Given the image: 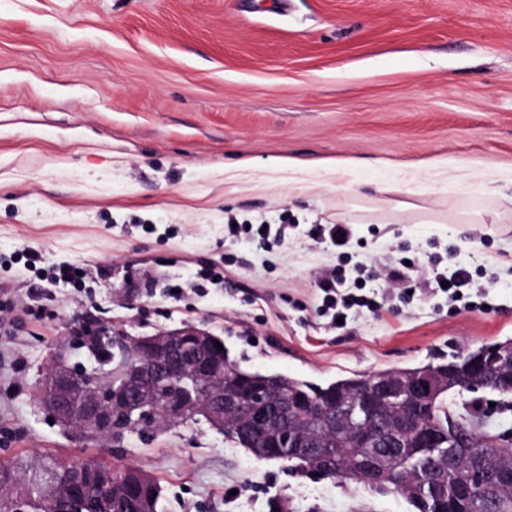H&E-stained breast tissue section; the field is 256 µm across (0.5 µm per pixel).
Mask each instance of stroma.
<instances>
[{
	"mask_svg": "<svg viewBox=\"0 0 512 512\" xmlns=\"http://www.w3.org/2000/svg\"><path fill=\"white\" fill-rule=\"evenodd\" d=\"M230 221L288 230L263 251ZM336 222L347 248L307 234ZM400 257L486 291L469 311L394 295L343 328L322 315L326 271ZM63 260L91 278L51 285ZM4 297L0 462L20 477L90 459L153 477L161 512H415L202 419L79 441L39 390L53 352L87 364L76 337L97 323L202 326L241 368L320 385L512 338V0H0ZM456 402L512 433V397Z\"/></svg>",
	"mask_w": 512,
	"mask_h": 512,
	"instance_id": "obj_1",
	"label": "stroma"
}]
</instances>
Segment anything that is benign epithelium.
I'll return each mask as SVG.
<instances>
[{"label":"benign epithelium","mask_w":512,"mask_h":512,"mask_svg":"<svg viewBox=\"0 0 512 512\" xmlns=\"http://www.w3.org/2000/svg\"><path fill=\"white\" fill-rule=\"evenodd\" d=\"M109 337L124 354L127 367L120 380L111 378V367H75L56 354L50 360L48 392L42 403L55 420L82 437L91 435L116 440L124 434L127 424L137 422L147 429L172 420L187 417L207 419L217 429L224 420L235 419L254 432H267L261 457L271 461L281 449L294 451L314 447V441L288 426L290 413L310 407L305 397L290 399L282 395L271 377H248L243 389L224 386V361L214 356V336L197 326L171 331L130 336L114 333L105 325L85 328L78 340L84 348L96 346ZM479 366L497 369V386L512 391V371L502 367L497 349H485ZM440 380L422 375L409 383L406 391L418 400L428 399L438 392ZM402 384L387 381L366 399L372 405L378 399L393 395ZM401 427L415 430L424 444L437 442V434L422 426L416 413L400 419ZM363 448H375L381 453L399 448L396 438L363 430L357 435ZM338 473L336 450L319 449L318 469L311 478L334 477ZM102 489L93 512H112V477L109 468H97L86 473ZM79 484L55 480L49 490L60 504L75 499Z\"/></svg>","instance_id":"7a95c632"}]
</instances>
